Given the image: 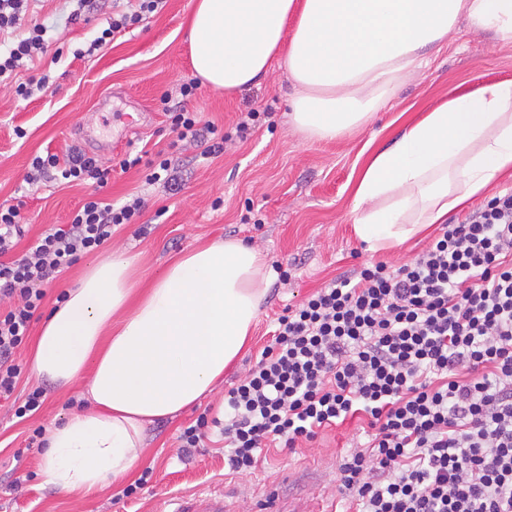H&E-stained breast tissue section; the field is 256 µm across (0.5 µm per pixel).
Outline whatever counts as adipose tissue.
<instances>
[{
	"label": "adipose tissue",
	"instance_id": "adipose-tissue-1",
	"mask_svg": "<svg viewBox=\"0 0 512 512\" xmlns=\"http://www.w3.org/2000/svg\"><path fill=\"white\" fill-rule=\"evenodd\" d=\"M462 21L512 44V0H195L190 51L197 76L227 93L282 67L291 126L332 141L367 124ZM507 174L512 81L492 82L372 153L354 191L355 231L371 250L398 247ZM136 266L120 251L90 265L34 344L36 377L60 388L88 378L89 409L46 434V480L68 494L130 476L147 426L212 392L275 275L236 238L183 254L143 291Z\"/></svg>",
	"mask_w": 512,
	"mask_h": 512
}]
</instances>
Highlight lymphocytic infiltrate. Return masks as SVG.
Masks as SVG:
<instances>
[{
    "mask_svg": "<svg viewBox=\"0 0 512 512\" xmlns=\"http://www.w3.org/2000/svg\"><path fill=\"white\" fill-rule=\"evenodd\" d=\"M25 2L0 0V78L46 49L48 26L22 25ZM162 3L129 0L90 50L147 22ZM198 87L185 79L180 102L167 93L160 105L177 141L208 158L223 153L227 137L186 108ZM141 164L147 185L177 184L178 168L163 153H128L117 168ZM31 170L95 191L18 258L20 208L0 205V298L9 301L0 309V402L20 420L45 402L40 387L19 402L13 395L24 374L18 353L47 285L144 211L142 198L115 205L102 197L113 168L79 150L34 157ZM354 418L363 441L336 474L345 512H512V191L443 225L413 261L360 266L286 308L224 397L227 464L253 472L263 449L295 450Z\"/></svg>",
    "mask_w": 512,
    "mask_h": 512,
    "instance_id": "lymphocytic-infiltrate-1",
    "label": "lymphocytic infiltrate"
}]
</instances>
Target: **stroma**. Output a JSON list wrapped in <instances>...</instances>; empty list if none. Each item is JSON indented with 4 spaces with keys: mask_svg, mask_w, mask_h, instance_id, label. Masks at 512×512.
<instances>
[{
    "mask_svg": "<svg viewBox=\"0 0 512 512\" xmlns=\"http://www.w3.org/2000/svg\"><path fill=\"white\" fill-rule=\"evenodd\" d=\"M194 0H167L164 8L130 35L103 45L94 55L75 58L125 0H96L87 24L69 26L74 0H31L27 16L54 26L56 43L19 77L50 72L52 88L42 97L22 101L14 79L0 82V204L23 197L28 232L19 250H26L43 230L66 224L72 212L93 191L89 185H29L25 178L36 155L64 154L76 148L103 164L118 161L141 141L168 148L169 130L159 98L180 80L193 76L188 50L189 16ZM512 80V45L460 24L428 66L414 72L384 110L369 123L333 141H308L288 123L292 88L283 69L272 68L255 84L227 95L200 86L187 106L230 134L222 156L205 160L196 149L181 152L180 188L166 191L145 183L147 170L137 166L113 172L106 191L115 202L142 193L147 201L141 223L118 229L105 246L80 259L50 285L32 322L39 331L56 305L59 292L111 251L138 257V277L150 281L169 262L191 248L218 238L236 237L254 247L268 266L288 271V284L272 281L247 349L224 372L214 391L173 417L147 427L142 468L151 470L137 495L123 497V484H105L89 496L66 494L48 484L42 449L26 445L29 426H51L71 413L69 399H85L84 380L64 389L42 385L26 373L19 393L45 386L46 399L32 422L11 420L0 407V512H168L173 499L204 502L223 497L229 512H278L277 492L287 489L306 512L336 503V472L356 434L347 423L319 434L295 452L270 450L255 474L240 475L224 465V439L205 429L203 446L184 456L182 428L204 411L218 412L224 395L269 342L277 317L331 280L368 262L397 267L414 259L438 235L439 225L382 252L368 250L353 229V187L367 143L390 145L401 126L421 111L460 91H473L495 81ZM266 118L246 138L236 137V123L248 109ZM25 138H16L15 128Z\"/></svg>",
    "mask_w": 512,
    "mask_h": 512,
    "instance_id": "35a3bbf8",
    "label": "stroma"
}]
</instances>
